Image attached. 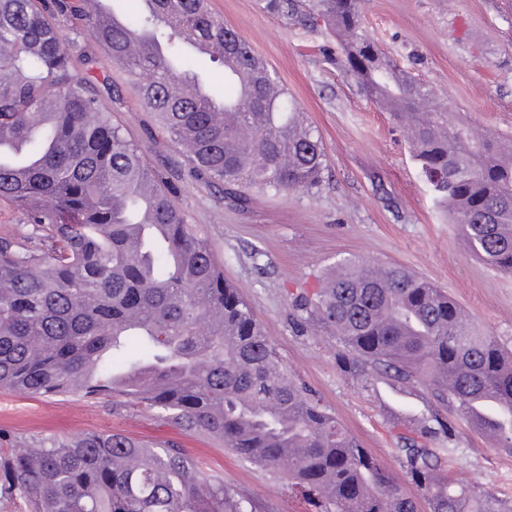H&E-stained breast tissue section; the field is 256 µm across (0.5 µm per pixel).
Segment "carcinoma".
<instances>
[{
	"instance_id": "carcinoma-1",
	"label": "carcinoma",
	"mask_w": 512,
	"mask_h": 512,
	"mask_svg": "<svg viewBox=\"0 0 512 512\" xmlns=\"http://www.w3.org/2000/svg\"><path fill=\"white\" fill-rule=\"evenodd\" d=\"M97 14L87 0H0V200L50 243L34 255L0 238V390L122 398L261 467L285 469L322 512H418L380 461L288 372L250 304L224 279L205 234L157 183L96 83L105 58L124 66L140 106L222 198L243 188L316 186L318 130L276 73L208 0H135ZM79 26L66 31L55 14ZM302 21L339 39L346 72L405 122L413 159L468 249L512 273V153L448 120L424 83L398 72L360 24V0H309ZM82 30L90 48L77 49ZM235 55L215 94L202 59ZM224 110L217 118L214 105ZM346 258L315 291L292 298L299 325L336 334L350 372L426 388L512 452V351L476 328L444 290L401 267ZM450 427L399 433L406 474L432 512H512L479 484L458 485L426 440ZM25 512H256V505L174 443L121 432L45 437L0 447V503Z\"/></svg>"
}]
</instances>
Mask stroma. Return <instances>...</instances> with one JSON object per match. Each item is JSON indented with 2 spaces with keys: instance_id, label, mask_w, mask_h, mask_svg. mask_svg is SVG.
I'll use <instances>...</instances> for the list:
<instances>
[{
  "instance_id": "1",
  "label": "stroma",
  "mask_w": 512,
  "mask_h": 512,
  "mask_svg": "<svg viewBox=\"0 0 512 512\" xmlns=\"http://www.w3.org/2000/svg\"><path fill=\"white\" fill-rule=\"evenodd\" d=\"M210 7L277 72L320 133L327 168L318 186L287 195L253 190L246 207L231 205L190 175L179 148L141 110L124 67L105 68L123 92L122 104L104 94L101 106L138 145L188 223L209 238L225 278L250 301L289 370L416 498L419 512H431V505L401 466L397 434L421 417L452 426L449 444L430 445L445 447L458 483H479L512 502V454L423 388L343 371L335 336L300 330L291 305L293 294L315 288L340 258L394 264L447 290L475 323L512 348V274L471 255L458 226L436 207L404 124L346 73L335 36L302 25L298 15L269 13L264 0H210ZM361 23L384 55L429 86L450 112L512 144V0H361ZM113 431L176 442L264 512H321L283 471L261 469L213 440L183 433L157 411L0 391V432L16 449L42 437Z\"/></svg>"
}]
</instances>
